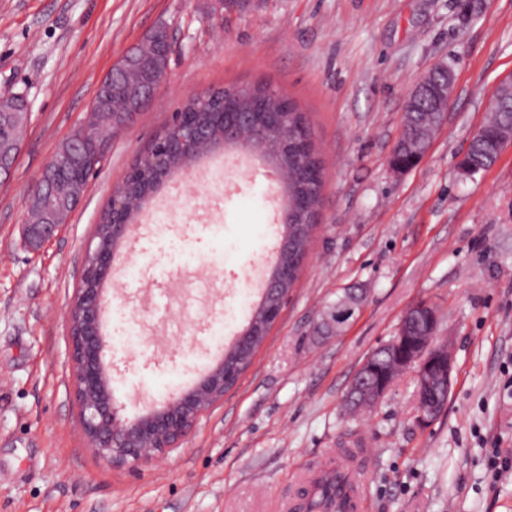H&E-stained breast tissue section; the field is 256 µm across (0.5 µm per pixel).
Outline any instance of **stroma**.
Segmentation results:
<instances>
[{"label":"stroma","instance_id":"35a3bbf8","mask_svg":"<svg viewBox=\"0 0 512 512\" xmlns=\"http://www.w3.org/2000/svg\"><path fill=\"white\" fill-rule=\"evenodd\" d=\"M159 25L173 37L154 104L113 137L67 224L38 252L22 240L29 190L103 78ZM446 65L454 92L427 153L390 156L406 96ZM512 79V0H0V97L30 118L0 181V512H279L297 473L358 449L363 512H512V145L474 174V131ZM266 82L295 100L324 166L309 256L279 320L237 384L157 463L115 467L88 447L70 377L66 309L114 186L193 94ZM279 184L218 150L160 188L117 249L104 350L123 418L191 387L248 324L276 253ZM162 288L167 307L146 305ZM366 300L320 335L350 291ZM438 312L454 380L443 412L416 419L407 373L349 414L356 371L418 303Z\"/></svg>","mask_w":512,"mask_h":512}]
</instances>
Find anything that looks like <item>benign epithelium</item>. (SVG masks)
<instances>
[{
    "label": "benign epithelium",
    "mask_w": 512,
    "mask_h": 512,
    "mask_svg": "<svg viewBox=\"0 0 512 512\" xmlns=\"http://www.w3.org/2000/svg\"><path fill=\"white\" fill-rule=\"evenodd\" d=\"M163 61L155 64L153 76L161 82L167 74L168 58L172 50L170 36L162 43ZM141 64L137 48L128 50L112 67L110 75ZM153 87L134 96L123 117L117 119L108 112H87L81 123L86 134L95 126L109 122L116 130L129 125L135 116L153 100ZM452 96V77L445 66L433 67L408 94V99L424 106L426 111L448 107ZM224 142L231 143L247 136L252 138L250 153L263 157L272 151L273 142L253 133V116L249 112L227 111L222 113ZM171 124L181 127L178 139L162 146H151V164L161 181H167L166 172L171 156L189 144L212 138L207 113L187 115L173 113ZM22 143L0 139V180L7 179L20 154ZM88 180L72 179L62 162L48 164L35 181L29 202L39 205L41 223L23 225V238L33 251L52 238L63 226L62 218L72 213L83 200ZM112 224L109 225L111 246H88L84 264H94L97 283L93 288H77L67 311L69 348L71 357V385L78 408L80 424L87 443L94 454L114 466H139L162 458L169 449L177 447L191 433L200 416L209 411L224 397L227 384L224 379V359H219L193 386L172 393L162 403L149 408L133 421L123 419L112 396V368L103 360L105 336L103 316L106 308L105 284L112 272L114 251L129 233L132 225L126 221L128 199L112 194ZM282 279L268 276L263 285L262 306L264 315L278 320L282 306L269 305L270 298L281 291ZM429 317V335L411 339L405 335V321H400L397 336L383 346L393 362V372L402 373L415 369L417 420L433 421L441 413L444 403L436 393L441 385L450 391L454 371L451 346L436 343L438 317L436 309L426 303L418 305ZM365 366L356 372L347 398L365 409L375 407L391 386L394 378L378 377L374 380L365 374Z\"/></svg>",
    "instance_id": "7a95c632"
}]
</instances>
